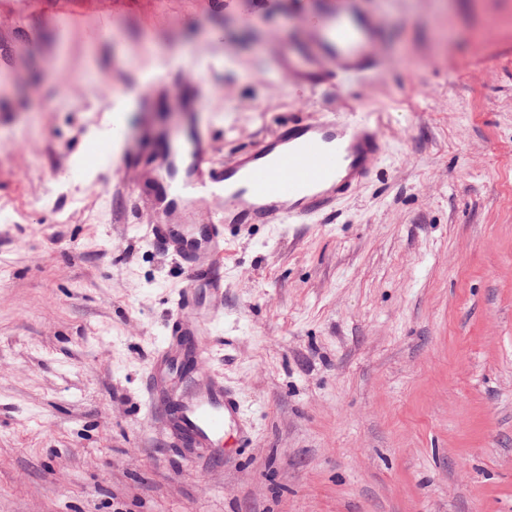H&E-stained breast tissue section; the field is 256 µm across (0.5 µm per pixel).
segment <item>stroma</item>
Wrapping results in <instances>:
<instances>
[{"label": "stroma", "mask_w": 512, "mask_h": 512, "mask_svg": "<svg viewBox=\"0 0 512 512\" xmlns=\"http://www.w3.org/2000/svg\"><path fill=\"white\" fill-rule=\"evenodd\" d=\"M368 78L280 66L311 0H0V512H512V0H359ZM191 55L214 165L328 109L368 180L312 224L226 233L199 368L247 439L209 464L146 409L188 276L118 189L178 115L129 101Z\"/></svg>", "instance_id": "stroma-1"}]
</instances>
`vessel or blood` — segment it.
Listing matches in <instances>:
<instances>
[{
    "mask_svg": "<svg viewBox=\"0 0 512 512\" xmlns=\"http://www.w3.org/2000/svg\"><path fill=\"white\" fill-rule=\"evenodd\" d=\"M381 34L375 17L354 8L311 16L308 34L298 44L312 65L309 80L319 84L339 74L374 72L372 50ZM161 92L188 116L202 109L201 85L184 82L178 72L143 83L140 96ZM384 151L376 127L363 119H337L332 111L318 121H288L220 167L211 161L208 136L190 119L178 140L160 147L156 168L145 178L152 186L143 202L150 218L147 234L168 246L189 277L176 301L169 340L154 354L146 393L151 412L166 417L168 429L191 444L193 461L206 463L209 452L223 446L227 427L241 425L244 416L223 380L214 377L202 386L194 382L203 354L192 343L209 334L216 318L214 309L201 307L199 297L224 295L225 228L305 224L332 216L337 200L368 179L371 162ZM204 199L221 205L209 210L206 224L200 225L194 204ZM173 371L189 382L175 398L168 393Z\"/></svg>",
    "mask_w": 512,
    "mask_h": 512,
    "instance_id": "obj_1",
    "label": "vessel or blood"
}]
</instances>
